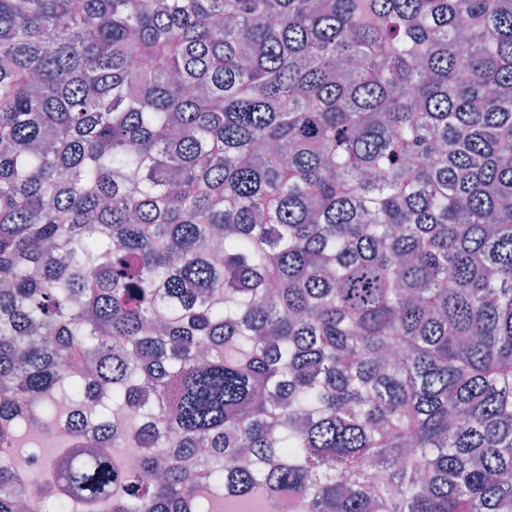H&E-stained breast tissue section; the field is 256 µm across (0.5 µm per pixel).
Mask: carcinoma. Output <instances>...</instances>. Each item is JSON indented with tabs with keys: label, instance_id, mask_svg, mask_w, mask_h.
I'll list each match as a JSON object with an SVG mask.
<instances>
[{
	"label": "carcinoma",
	"instance_id": "cac0c4a2",
	"mask_svg": "<svg viewBox=\"0 0 512 512\" xmlns=\"http://www.w3.org/2000/svg\"><path fill=\"white\" fill-rule=\"evenodd\" d=\"M282 490L512 512V0H0V512Z\"/></svg>",
	"mask_w": 512,
	"mask_h": 512
}]
</instances>
